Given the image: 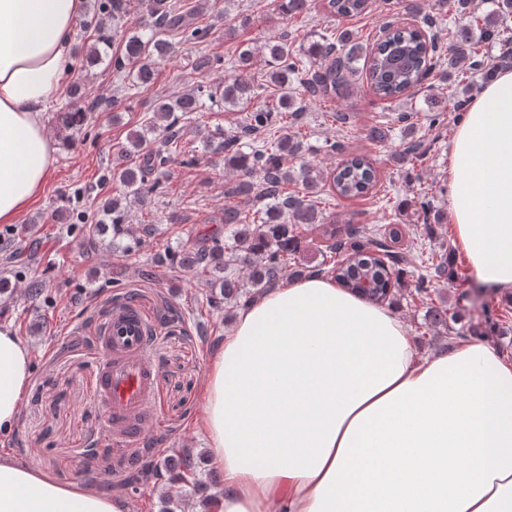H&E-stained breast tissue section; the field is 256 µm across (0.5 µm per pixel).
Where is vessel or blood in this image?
<instances>
[{"instance_id": "obj_1", "label": "vessel or blood", "mask_w": 512, "mask_h": 512, "mask_svg": "<svg viewBox=\"0 0 512 512\" xmlns=\"http://www.w3.org/2000/svg\"><path fill=\"white\" fill-rule=\"evenodd\" d=\"M149 323L136 301L112 307L100 330L98 398L107 440L139 444L153 414L157 365L148 353Z\"/></svg>"}]
</instances>
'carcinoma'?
Here are the masks:
<instances>
[{"label": "carcinoma", "mask_w": 512, "mask_h": 512, "mask_svg": "<svg viewBox=\"0 0 512 512\" xmlns=\"http://www.w3.org/2000/svg\"><path fill=\"white\" fill-rule=\"evenodd\" d=\"M130 0H102L99 10L117 20L128 12ZM473 0H440L453 12L455 39L448 46L428 52L416 29L397 26L380 43L370 46L356 40L347 30L336 31L309 44L298 52L284 36L268 41L263 50L268 83L280 93L277 106L258 100L247 75L241 73L224 81L221 93L198 87L174 99L161 97L153 114L139 130L130 133L123 146L125 164L115 166L104 175L115 182L122 194L108 199L102 218L95 224H82V245L96 249L97 240L106 233L111 239L107 249L121 248L132 253L139 249L140 230L129 223V209L123 201L147 205L151 195L166 189L170 167L177 163L193 167L200 161L193 150L181 147L185 123L197 112H207L223 101L227 108L246 113L240 134L221 137L212 153L222 155L224 165L236 172V180L225 185L224 196L240 202L224 209V223L235 228L230 238L212 236L200 245L180 251L165 250L155 257V264L185 269L204 280L208 287L206 304L220 312L250 302L275 287L289 274L301 278L328 272L336 283L353 293L364 279L381 289L369 299L374 304L390 301L393 291L406 285L409 271L403 253L394 249L401 231L397 227L384 234L376 228H354L361 240L352 244L336 236V228L327 225V215L319 209L318 199L325 185L322 173L300 164L294 173L288 163L304 154L303 137L287 134L270 142L260 136L273 125L290 128L299 122L305 110L296 97L298 87L317 100L346 98L352 92L355 77L366 75L375 94L384 99H398L434 74L442 81L465 80L468 71L488 74L492 70L481 44L501 40L499 20L512 15V0H495V8L478 18L471 8ZM275 10L289 16L309 10V0H274ZM368 8V0H327L328 16L355 17ZM408 12L422 17L428 27H442L441 13H433L427 0H412ZM151 23L124 39L122 53L112 58L113 68L127 72L128 87L138 88L154 79L156 64L175 51L180 42L196 40L207 34L198 25V8L177 0H148ZM480 27L479 40L472 28ZM99 104L69 105L57 113V122L68 132H79L90 112ZM294 182L301 188L286 191ZM334 191L341 197L355 198L369 194L378 183L377 168L370 158L352 154L337 163L333 170ZM300 224H317L324 238L322 261L315 266H292L302 240ZM424 272L416 275L414 291L431 296V281L447 275L448 256L440 261L429 254L423 260ZM29 306L51 301L52 287L44 279L28 282L25 293ZM426 319L432 327H448V308L434 303L427 307ZM203 454L192 448H180L158 459H138L125 488L137 490L143 477L155 479L161 486L158 512H187L199 506L201 512H216L223 490L216 472L202 470Z\"/></svg>", "instance_id": "cac0c4a2"}]
</instances>
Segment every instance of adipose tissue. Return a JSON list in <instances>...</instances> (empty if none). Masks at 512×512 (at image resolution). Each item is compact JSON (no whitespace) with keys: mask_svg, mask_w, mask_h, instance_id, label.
Wrapping results in <instances>:
<instances>
[{"mask_svg":"<svg viewBox=\"0 0 512 512\" xmlns=\"http://www.w3.org/2000/svg\"><path fill=\"white\" fill-rule=\"evenodd\" d=\"M86 0H0V223L42 190L56 147L40 120L60 94ZM455 241L512 291V69L496 71L449 150ZM32 357L0 324V432ZM198 426L218 512H512V359L487 341L419 354L395 307L325 276L241 306L210 352ZM125 498L0 453V512H131Z\"/></svg>","mask_w":512,"mask_h":512,"instance_id":"obj_1","label":"adipose tissue"}]
</instances>
